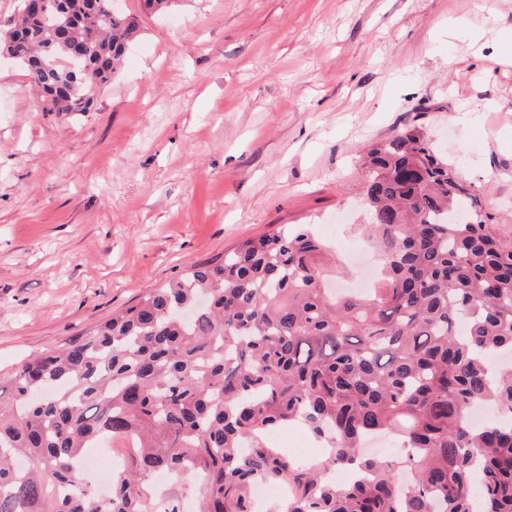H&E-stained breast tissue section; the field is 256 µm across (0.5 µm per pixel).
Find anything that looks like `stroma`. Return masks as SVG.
<instances>
[{
  "instance_id": "obj_1",
  "label": "stroma",
  "mask_w": 512,
  "mask_h": 512,
  "mask_svg": "<svg viewBox=\"0 0 512 512\" xmlns=\"http://www.w3.org/2000/svg\"><path fill=\"white\" fill-rule=\"evenodd\" d=\"M89 112L0 55V378L191 264L307 224L366 246L360 159L420 124L512 236V0H115Z\"/></svg>"
}]
</instances>
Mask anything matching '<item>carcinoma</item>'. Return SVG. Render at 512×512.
I'll return each mask as SVG.
<instances>
[{
	"instance_id": "carcinoma-1",
	"label": "carcinoma",
	"mask_w": 512,
	"mask_h": 512,
	"mask_svg": "<svg viewBox=\"0 0 512 512\" xmlns=\"http://www.w3.org/2000/svg\"><path fill=\"white\" fill-rule=\"evenodd\" d=\"M26 0L0 53L47 112H89L134 24L113 0ZM364 204L380 287L338 296L329 246L307 228L245 240L63 346L0 391V512H182L157 473H192L198 512H255L285 480L284 512H512V237L417 126L368 149ZM491 420L468 423L469 410ZM301 423L328 444L306 467L263 436ZM393 433L404 453H361ZM131 443L102 494L79 468L101 439ZM250 442L247 453L242 443ZM336 467L358 477L340 484ZM254 497L256 502L262 503L269 499H277L285 501L288 498V490L281 484H261L254 490ZM272 500L263 504L262 512H280L282 509V502Z\"/></svg>"
}]
</instances>
